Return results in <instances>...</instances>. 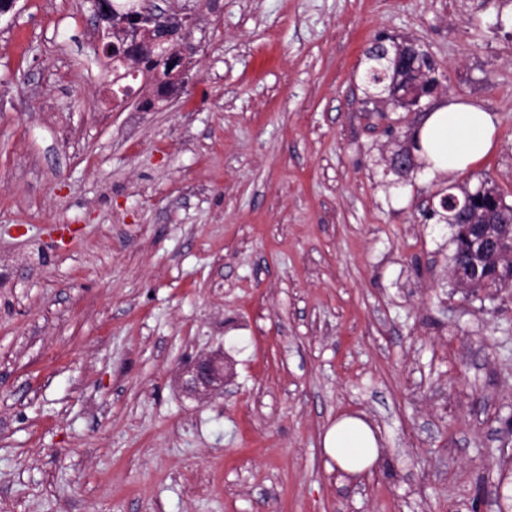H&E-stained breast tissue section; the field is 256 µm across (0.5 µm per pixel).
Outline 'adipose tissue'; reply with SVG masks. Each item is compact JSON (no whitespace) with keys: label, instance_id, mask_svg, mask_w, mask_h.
<instances>
[{"label":"adipose tissue","instance_id":"adipose-tissue-1","mask_svg":"<svg viewBox=\"0 0 512 512\" xmlns=\"http://www.w3.org/2000/svg\"><path fill=\"white\" fill-rule=\"evenodd\" d=\"M495 124L482 107L451 101L429 115L418 132L423 153L441 173L455 174L482 161L492 150ZM323 448L337 469L358 475L379 457L378 438L362 418L336 421L324 434Z\"/></svg>","mask_w":512,"mask_h":512}]
</instances>
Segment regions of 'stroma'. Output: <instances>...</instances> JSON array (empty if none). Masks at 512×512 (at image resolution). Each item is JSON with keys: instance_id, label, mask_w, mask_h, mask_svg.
<instances>
[{"instance_id": "stroma-1", "label": "stroma", "mask_w": 512, "mask_h": 512, "mask_svg": "<svg viewBox=\"0 0 512 512\" xmlns=\"http://www.w3.org/2000/svg\"><path fill=\"white\" fill-rule=\"evenodd\" d=\"M163 6L198 51L159 101L112 100L90 0L0 14V512H498L512 287L472 299L422 211L485 180L512 204V0ZM380 36L434 58L422 110L366 111ZM451 99L493 151L390 186ZM348 415L380 448L355 477L323 448ZM420 169L412 145L404 143L389 158L386 172H393L399 179H406ZM191 388L199 394L208 395L224 384L223 364L217 359H201L193 367Z\"/></svg>"}]
</instances>
